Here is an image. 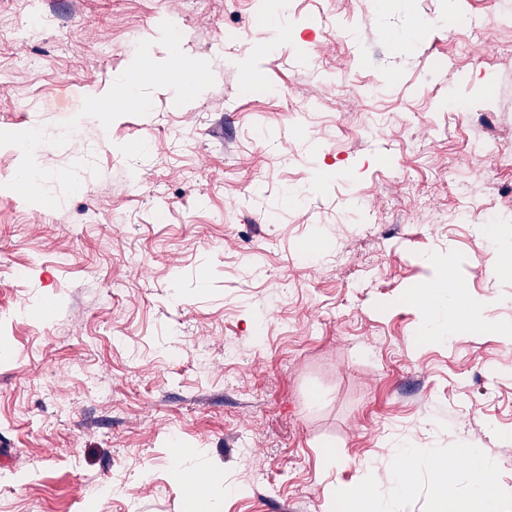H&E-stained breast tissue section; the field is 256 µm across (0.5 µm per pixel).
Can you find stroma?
Wrapping results in <instances>:
<instances>
[{"label":"stroma","mask_w":512,"mask_h":512,"mask_svg":"<svg viewBox=\"0 0 512 512\" xmlns=\"http://www.w3.org/2000/svg\"><path fill=\"white\" fill-rule=\"evenodd\" d=\"M27 6L0 0V130L77 119L35 158L100 174L30 204L0 147V512H187L188 472L210 512L472 495L467 466L396 482L405 445L512 485V169L478 148L512 146V0ZM166 20L214 85L80 117ZM451 270L485 327L447 340L419 292Z\"/></svg>","instance_id":"stroma-1"}]
</instances>
